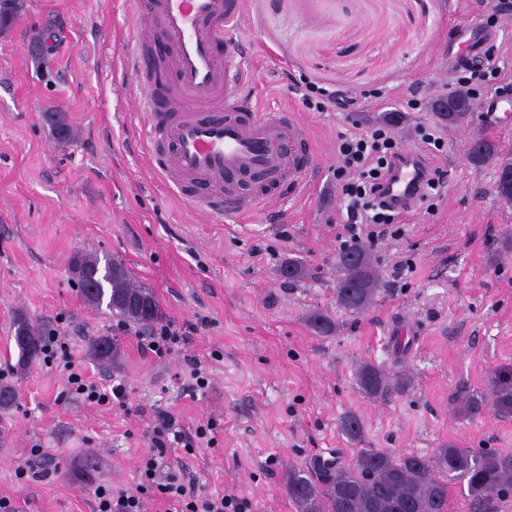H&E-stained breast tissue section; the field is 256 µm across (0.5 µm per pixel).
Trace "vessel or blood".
Listing matches in <instances>:
<instances>
[{
    "instance_id": "1",
    "label": "vessel or blood",
    "mask_w": 512,
    "mask_h": 512,
    "mask_svg": "<svg viewBox=\"0 0 512 512\" xmlns=\"http://www.w3.org/2000/svg\"><path fill=\"white\" fill-rule=\"evenodd\" d=\"M137 32L132 70L134 111L147 115V140L160 156V172L177 190L210 187L187 196L206 220L240 218L263 201L265 191L242 195V179L262 175L266 184L304 183L312 169L296 150L307 136L295 114L263 110L247 89L238 38L243 0H131ZM499 37L479 25L448 29L449 65L482 59ZM385 183L396 210L416 206L422 191L420 151L405 148Z\"/></svg>"
}]
</instances>
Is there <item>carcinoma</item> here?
<instances>
[{
	"label": "carcinoma",
	"mask_w": 512,
	"mask_h": 512,
	"mask_svg": "<svg viewBox=\"0 0 512 512\" xmlns=\"http://www.w3.org/2000/svg\"><path fill=\"white\" fill-rule=\"evenodd\" d=\"M468 159L479 166L489 162L498 169H512V150L498 141L480 137L469 147ZM81 296L91 306H102L129 326H146L162 318L152 293L136 285L123 260L95 253L77 252L70 261ZM336 300L343 309L359 313L373 302L380 277L367 246L359 244L336 257ZM104 273L109 298L88 289V278ZM13 341L18 351L17 368L24 371L43 351L46 332L18 316L13 322ZM119 349L110 336L95 338L90 355L99 361L114 359ZM355 382L366 395L382 397L398 389L402 379L390 378L369 363L358 365ZM494 413L512 416V379L499 381L487 398H472L462 411L474 413L485 401ZM342 433L351 440L360 437L362 426L355 416L341 421ZM463 486L473 512H496V505L512 492V452H485L448 444L429 455H395L363 449L353 462L316 461L288 474V493L300 512H448L455 486Z\"/></svg>",
	"instance_id": "carcinoma-1"
}]
</instances>
